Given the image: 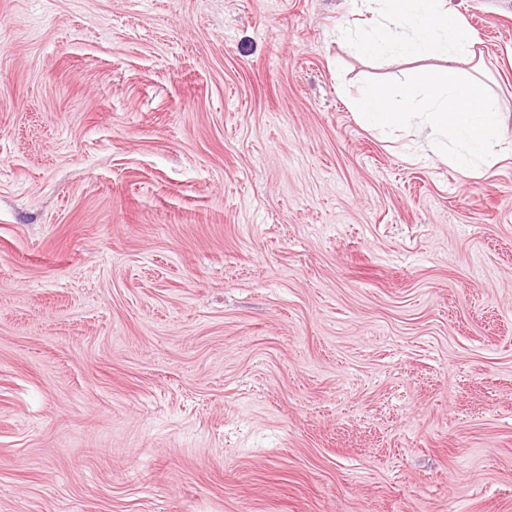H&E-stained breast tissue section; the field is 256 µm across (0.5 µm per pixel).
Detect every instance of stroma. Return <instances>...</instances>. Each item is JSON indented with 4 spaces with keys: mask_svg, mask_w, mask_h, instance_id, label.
<instances>
[{
    "mask_svg": "<svg viewBox=\"0 0 512 512\" xmlns=\"http://www.w3.org/2000/svg\"><path fill=\"white\" fill-rule=\"evenodd\" d=\"M512 114V0H455ZM358 0H0V512H512V164L365 127Z\"/></svg>",
    "mask_w": 512,
    "mask_h": 512,
    "instance_id": "35a3bbf8",
    "label": "stroma"
}]
</instances>
